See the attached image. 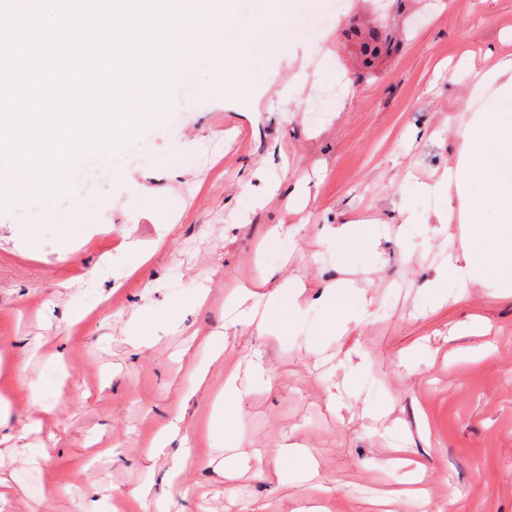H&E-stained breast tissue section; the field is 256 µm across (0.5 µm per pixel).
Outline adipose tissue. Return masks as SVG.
<instances>
[{"label":"adipose tissue","instance_id":"1","mask_svg":"<svg viewBox=\"0 0 512 512\" xmlns=\"http://www.w3.org/2000/svg\"><path fill=\"white\" fill-rule=\"evenodd\" d=\"M479 84L493 87L494 96L473 113L454 164L428 191L455 195L467 240L490 244L466 265L449 262V275L463 285L494 277L512 288V122L500 114L501 103L512 102V58L498 59Z\"/></svg>","mask_w":512,"mask_h":512}]
</instances>
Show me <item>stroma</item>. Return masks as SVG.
Instances as JSON below:
<instances>
[{"label":"stroma","instance_id":"1","mask_svg":"<svg viewBox=\"0 0 512 512\" xmlns=\"http://www.w3.org/2000/svg\"><path fill=\"white\" fill-rule=\"evenodd\" d=\"M299 14L325 39L272 49L223 98L200 93L198 72L168 103L177 123L138 128L111 172L71 181L37 249L0 214V479L18 483L0 512H78L102 496L140 512L137 492L168 490L185 436L200 465L175 512H406L420 464L434 502L457 490L458 512H512V291L447 278L449 259L483 245L437 223L446 197L414 190L453 163L486 102L477 81L512 56V0H305ZM375 24L399 48L367 70L349 30ZM326 68L347 92L322 102L294 77L322 87ZM206 144L209 158L173 176L184 146ZM276 176V197L241 216ZM74 197L94 209L74 216ZM73 218L84 228L64 257L56 226ZM348 222L375 231L336 248ZM291 278L306 285L298 311L267 329L227 302ZM333 284L337 305L362 311L340 336L325 330ZM201 289L177 328L127 343L132 320ZM217 333L214 360L202 342ZM230 363L242 420L228 479L209 462L227 455L213 400ZM36 383L42 412L27 401ZM178 410L181 436L150 456ZM288 444L314 455L320 497L289 467ZM28 445L42 452L25 465L14 451Z\"/></svg>","mask_w":512,"mask_h":512}]
</instances>
